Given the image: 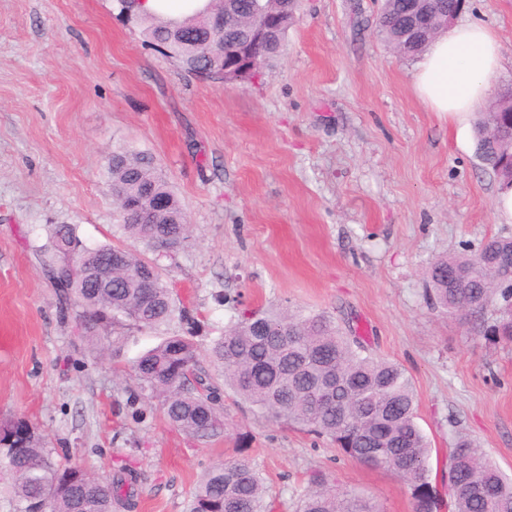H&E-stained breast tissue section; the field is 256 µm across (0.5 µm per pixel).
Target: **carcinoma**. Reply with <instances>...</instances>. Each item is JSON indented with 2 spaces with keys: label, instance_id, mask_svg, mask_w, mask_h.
<instances>
[{
  "label": "carcinoma",
  "instance_id": "carcinoma-1",
  "mask_svg": "<svg viewBox=\"0 0 512 512\" xmlns=\"http://www.w3.org/2000/svg\"><path fill=\"white\" fill-rule=\"evenodd\" d=\"M128 0L120 17L136 27L154 49L179 61L188 73L224 82L260 79L284 46L295 25L301 0H209L208 6L180 21L163 14L136 11ZM272 26L253 44L256 70L234 68L233 50L250 41L255 21ZM378 36L398 47L403 58L421 53L431 38L412 39L407 0H381ZM475 153L484 167L512 188V102L498 100L476 114ZM112 198L126 236L148 243L187 238L188 225L174 189L158 171L152 154L123 150L108 162ZM166 200L159 214L144 210L149 196ZM79 242L68 224L55 226L50 251L44 253L45 274L66 264L57 238ZM123 256L112 273V287L86 285L90 266L110 255ZM512 256V237H494L479 251L441 257L428 272L430 291L446 313L466 320L505 302L490 336L512 343V287L489 288L492 275H474L479 256ZM149 262L126 246L100 245L72 261L74 280L66 301L82 307L88 321L107 326L124 318L151 328L177 316L189 325L184 336H171L142 354L130 368L141 388L162 399L169 422L200 437L224 434V417L216 407L217 387L199 368L194 341L196 321L176 309L170 288L155 272L153 287H143L140 272ZM208 357L224 387L248 402L263 417L299 425L318 438H328L344 456L399 474L412 499V512H434L436 491L429 479L428 440L416 421V395L411 379L398 363L366 353L356 336H346L323 314L299 311L244 310L215 339ZM12 421L0 424V468L13 477L15 512H113L126 494L119 480H82L83 468L52 460L46 438L35 432L27 441L7 434ZM448 492L455 512H512V480L468 439L451 454ZM270 493L252 460L241 456L211 467L195 484L187 512H269ZM298 512H381L379 504L355 490L340 489L316 473L298 494Z\"/></svg>",
  "mask_w": 512,
  "mask_h": 512
}]
</instances>
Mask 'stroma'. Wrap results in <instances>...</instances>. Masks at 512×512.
Instances as JSON below:
<instances>
[{
  "mask_svg": "<svg viewBox=\"0 0 512 512\" xmlns=\"http://www.w3.org/2000/svg\"><path fill=\"white\" fill-rule=\"evenodd\" d=\"M379 7L303 0L282 55L250 84L184 72L122 23L115 0H0V422L26 418L54 460L95 476L133 470L126 512H185L201 475L242 453L273 512H293L317 471L382 512H411V501L396 474L269 422L228 390L223 436L170 424L130 367L183 324L119 320L100 354L42 272L55 224L157 262L197 321L199 350L242 308L279 306L325 313L400 364L430 442L437 512H454L460 439L512 477V345L485 334L498 313L462 320L426 295L433 261L512 237V223L497 218L499 182L472 135L417 97L416 59L376 36ZM458 19L496 32L493 91L512 89V0H466ZM123 148L151 152L184 208L188 237L167 253L129 243L114 212L106 167Z\"/></svg>",
  "mask_w": 512,
  "mask_h": 512,
  "instance_id": "stroma-1",
  "label": "stroma"
}]
</instances>
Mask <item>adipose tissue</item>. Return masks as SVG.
<instances>
[{"mask_svg":"<svg viewBox=\"0 0 512 512\" xmlns=\"http://www.w3.org/2000/svg\"><path fill=\"white\" fill-rule=\"evenodd\" d=\"M502 46L486 26L468 22L441 32L414 74L418 97L458 129L487 98L501 64Z\"/></svg>","mask_w":512,"mask_h":512,"instance_id":"obj_1","label":"adipose tissue"}]
</instances>
